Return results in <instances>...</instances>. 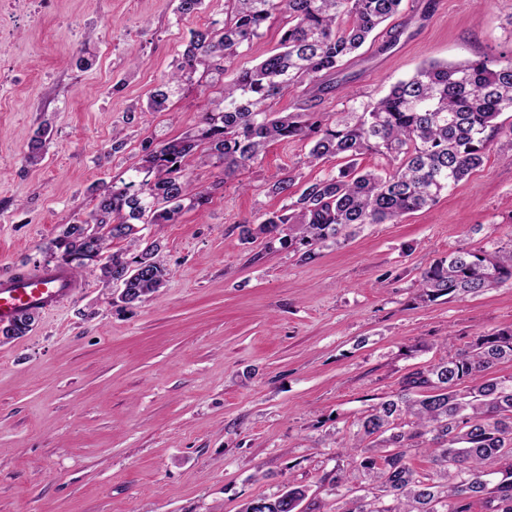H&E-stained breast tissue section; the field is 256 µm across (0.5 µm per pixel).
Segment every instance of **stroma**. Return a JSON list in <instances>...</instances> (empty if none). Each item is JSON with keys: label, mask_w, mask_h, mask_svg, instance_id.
Segmentation results:
<instances>
[{"label": "stroma", "mask_w": 512, "mask_h": 512, "mask_svg": "<svg viewBox=\"0 0 512 512\" xmlns=\"http://www.w3.org/2000/svg\"><path fill=\"white\" fill-rule=\"evenodd\" d=\"M224 5L181 17L176 0H0V275L42 265L92 209L89 186L131 167L142 144L198 129L205 80L183 84L168 111L144 105L190 30L223 20ZM509 50L512 0H403L319 108L370 103L427 61ZM45 122L52 140L28 165ZM307 151L274 142L230 183L192 166L211 201L159 226L163 288L117 303L89 268L29 333L0 338V512H240L291 483L325 498L342 437L377 398L448 343L512 328L510 283L450 302L418 288L449 251L512 238L500 142L435 206L362 225L314 261L242 242L241 224L282 207L275 181L292 171L301 186L342 165L307 166Z\"/></svg>", "instance_id": "1"}]
</instances>
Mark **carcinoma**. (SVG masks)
<instances>
[{"label":"carcinoma","instance_id":"1","mask_svg":"<svg viewBox=\"0 0 512 512\" xmlns=\"http://www.w3.org/2000/svg\"><path fill=\"white\" fill-rule=\"evenodd\" d=\"M218 21L190 31L181 59L148 98L147 111L164 112L180 83L198 70L211 75L219 96L207 100L195 134L141 148L138 165L92 186L95 208L69 224L46 248L57 266L76 274L92 266L100 280L121 286L130 303L163 287L171 270L160 244L137 234L136 225L172 224L183 210L208 204L210 191L188 172L196 160L221 169L224 180L258 161L280 140L310 144L308 162L342 159L344 166L308 183L296 194L295 177L274 182L270 192L286 203L264 213L244 239L264 238L313 261L343 230L398 223L435 205L448 189L480 167L502 132L497 119L512 112V51L459 63L431 61L397 81L383 97L343 112H319L322 77L336 72L393 18L402 0H227ZM281 14L279 48L250 68L233 69L235 58ZM305 100L293 112H272L270 103L296 86ZM48 127L28 145L25 162L44 158ZM379 155L388 168L361 170L357 160ZM116 241L127 247L111 250ZM512 282V239L477 249L457 248L420 273L424 301L464 298ZM34 313L0 327L15 339L32 327ZM512 362V329L493 331L438 362L405 374L397 392L369 407L337 458L350 459L365 485L347 486L336 464L328 481L336 512H512V375L489 376L500 361ZM431 464L419 472L412 451ZM359 491L353 495V491ZM310 488L289 484L273 496L248 500L242 512L309 510Z\"/></svg>","mask_w":512,"mask_h":512}]
</instances>
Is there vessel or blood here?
Instances as JSON below:
<instances>
[{
	"instance_id": "obj_1",
	"label": "vessel or blood",
	"mask_w": 512,
	"mask_h": 512,
	"mask_svg": "<svg viewBox=\"0 0 512 512\" xmlns=\"http://www.w3.org/2000/svg\"><path fill=\"white\" fill-rule=\"evenodd\" d=\"M81 286L65 268L25 270L0 277V324L25 312L49 311L62 305Z\"/></svg>"
}]
</instances>
